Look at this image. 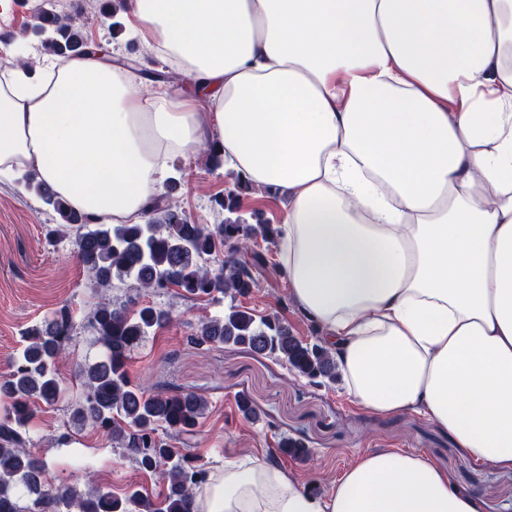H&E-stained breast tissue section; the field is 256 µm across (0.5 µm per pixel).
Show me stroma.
Instances as JSON below:
<instances>
[{
  "label": "stroma",
  "instance_id": "obj_1",
  "mask_svg": "<svg viewBox=\"0 0 512 512\" xmlns=\"http://www.w3.org/2000/svg\"><path fill=\"white\" fill-rule=\"evenodd\" d=\"M79 1L84 4L85 36L107 46L113 58L134 59L144 66L156 61L149 45L139 43L128 31H111L101 22V0H56V4L58 10L71 12ZM37 2L13 0L11 10L0 15V37L27 40L34 50L30 60L38 68L45 53L40 36L33 32ZM174 169L178 186L172 202L193 223H219L222 216L214 199L233 190L234 179L223 167L207 165L205 156L197 153L179 160ZM239 202L240 213L249 223L276 224L285 200L277 192L255 188L242 191ZM55 225V213L34 191L19 192L13 182L0 179V380L13 371L25 331L63 308L70 310L75 323L69 355L58 364L65 385L75 387L79 367L101 355L82 327L96 298L76 258L75 237L49 238L48 231ZM113 295L171 313L172 323L151 332L133 352L128 372L133 383L151 391L177 389L207 399L209 409L194 436L168 437L174 448L195 458L207 471L244 454L265 462L274 458L289 477L325 494L361 455L394 448L425 454L446 469L459 488L490 490L485 512H512V470L473 462L425 416L371 415L356 406L342 380L317 385L281 360L231 346L199 349L189 344L198 315H223L229 298L186 299L174 288L151 294L137 289L131 280ZM241 303L258 316L278 315L300 340L311 342L320 336L291 303L282 274H263L258 288ZM242 395L251 399L257 418L244 417L239 411L237 400ZM26 433L29 450L47 465L49 487L65 485L82 495L101 489L119 498L131 490L156 501L162 497V487L152 473L140 470L123 449L91 426L72 421L66 402L37 404ZM285 436L302 439L306 454L280 455L279 443Z\"/></svg>",
  "mask_w": 512,
  "mask_h": 512
}]
</instances>
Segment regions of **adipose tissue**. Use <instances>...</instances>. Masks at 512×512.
<instances>
[{"instance_id":"ef3b65f1","label":"adipose tissue","mask_w":512,"mask_h":512,"mask_svg":"<svg viewBox=\"0 0 512 512\" xmlns=\"http://www.w3.org/2000/svg\"><path fill=\"white\" fill-rule=\"evenodd\" d=\"M190 89L143 97L107 54L0 71V176L141 224L204 141L288 200L278 270L364 412L426 415L512 467V0H129ZM420 453L361 456L328 494L250 456L192 512H484Z\"/></svg>"}]
</instances>
